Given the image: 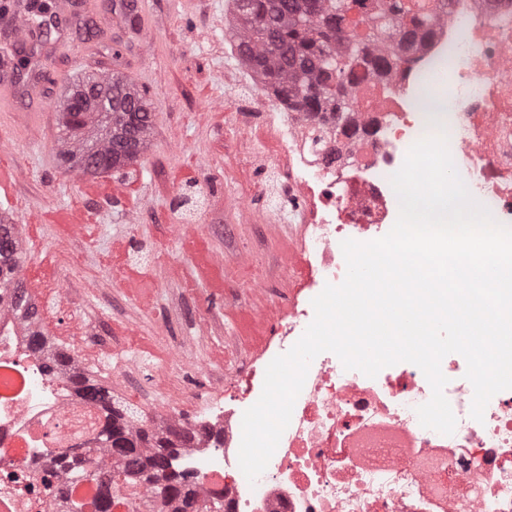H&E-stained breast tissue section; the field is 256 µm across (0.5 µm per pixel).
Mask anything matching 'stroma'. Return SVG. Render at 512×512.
Returning a JSON list of instances; mask_svg holds the SVG:
<instances>
[{
    "label": "stroma",
    "instance_id": "stroma-1",
    "mask_svg": "<svg viewBox=\"0 0 512 512\" xmlns=\"http://www.w3.org/2000/svg\"><path fill=\"white\" fill-rule=\"evenodd\" d=\"M232 8V0H149L152 37L144 42L113 27L110 0H81L72 29L10 53L23 76L47 62L40 93L52 111L30 125L0 103V127L15 134L13 179L0 187L13 203L0 214L21 233L47 331L150 423L164 419L175 393L183 417L194 419L223 391L227 368L262 366L274 330L263 326L265 348L257 350L252 319L267 298L284 307L298 293L284 241L303 239V228L254 224L237 206L265 208L267 176L250 156L282 169L292 159L276 129L238 123L256 96L224 30ZM102 64L146 90L154 126L133 163L79 174L59 155L56 108L73 82ZM177 224L185 227L178 236ZM247 248L257 255L250 265L239 261ZM259 282L269 295L253 292ZM56 283L71 288V300L51 293ZM87 323L96 325V340L80 332ZM176 345L187 366L172 362Z\"/></svg>",
    "mask_w": 512,
    "mask_h": 512
}]
</instances>
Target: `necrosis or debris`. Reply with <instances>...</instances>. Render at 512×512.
Here are the masks:
<instances>
[{
    "label": "necrosis or debris",
    "instance_id": "1",
    "mask_svg": "<svg viewBox=\"0 0 512 512\" xmlns=\"http://www.w3.org/2000/svg\"><path fill=\"white\" fill-rule=\"evenodd\" d=\"M438 22L408 60L390 72L356 67L349 129L329 134L335 164L306 145L309 118L267 104L263 117L299 157L287 185L273 186L267 209L280 224H301L308 287L340 284L341 243L386 235L399 202L390 178L410 147L429 135L426 108L415 102L420 76L448 70V147L472 197L512 227V0H439ZM262 316L289 351L314 318L295 300L287 314ZM21 326L0 309V366L15 375L0 390V506L8 512H65L71 486L64 462L84 447L101 414L48 381L28 356ZM441 370L457 419L453 434L424 428L416 409L432 394L422 370L400 362L370 378L344 369L331 352L310 364L278 447L256 482L238 464L242 417L262 393L256 370L228 373L234 393L204 406L196 439L176 464L194 478L198 500L220 497L225 512H512V389L495 394L483 421L464 357Z\"/></svg>",
    "mask_w": 512,
    "mask_h": 512
}]
</instances>
